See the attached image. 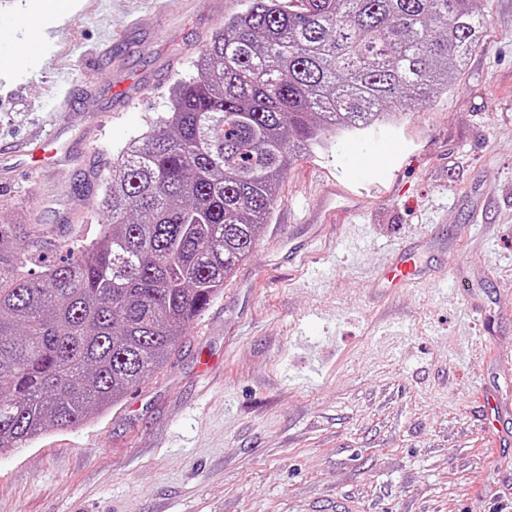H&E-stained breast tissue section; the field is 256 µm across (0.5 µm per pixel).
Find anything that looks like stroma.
Returning <instances> with one entry per match:
<instances>
[{"instance_id":"obj_1","label":"stroma","mask_w":512,"mask_h":512,"mask_svg":"<svg viewBox=\"0 0 512 512\" xmlns=\"http://www.w3.org/2000/svg\"><path fill=\"white\" fill-rule=\"evenodd\" d=\"M243 0H0V45L50 31L33 68L0 65V224L45 236L29 268L96 238L111 161L171 107L176 79ZM480 45L447 94L398 125L293 163L253 257L164 368L86 424L0 450V512H512V434L492 445L482 389L512 395V0H476ZM144 17L131 26L132 17ZM118 44L103 54L106 31ZM71 111H55V96ZM57 137L65 158L13 143ZM395 139L383 174L348 148ZM349 217L318 226L323 187ZM428 232L435 277L372 288Z\"/></svg>"}]
</instances>
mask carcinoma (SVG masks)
I'll use <instances>...</instances> for the list:
<instances>
[{
    "instance_id": "cac0c4a2",
    "label": "carcinoma",
    "mask_w": 512,
    "mask_h": 512,
    "mask_svg": "<svg viewBox=\"0 0 512 512\" xmlns=\"http://www.w3.org/2000/svg\"><path fill=\"white\" fill-rule=\"evenodd\" d=\"M474 0H247L132 138L99 235L35 275L0 224V449L72 428L164 364L249 259L276 187L328 137L448 92L482 40Z\"/></svg>"
}]
</instances>
